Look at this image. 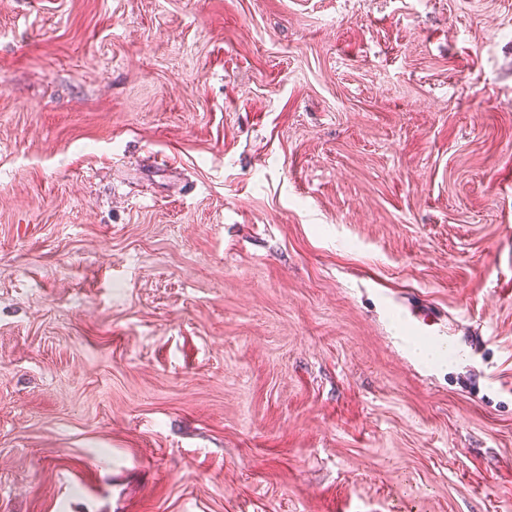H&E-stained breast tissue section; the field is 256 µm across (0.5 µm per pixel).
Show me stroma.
I'll return each mask as SVG.
<instances>
[{
    "mask_svg": "<svg viewBox=\"0 0 512 512\" xmlns=\"http://www.w3.org/2000/svg\"><path fill=\"white\" fill-rule=\"evenodd\" d=\"M0 512H512V0H0Z\"/></svg>",
    "mask_w": 512,
    "mask_h": 512,
    "instance_id": "1",
    "label": "stroma"
}]
</instances>
